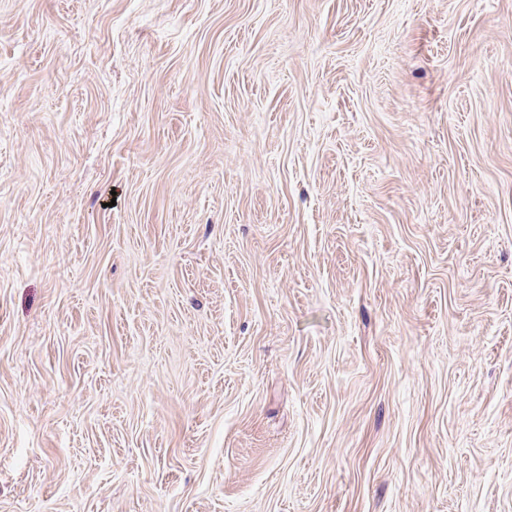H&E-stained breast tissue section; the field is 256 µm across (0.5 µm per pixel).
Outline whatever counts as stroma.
I'll return each mask as SVG.
<instances>
[{
    "label": "stroma",
    "mask_w": 512,
    "mask_h": 512,
    "mask_svg": "<svg viewBox=\"0 0 512 512\" xmlns=\"http://www.w3.org/2000/svg\"><path fill=\"white\" fill-rule=\"evenodd\" d=\"M0 512H512V0H0Z\"/></svg>",
    "instance_id": "35a3bbf8"
}]
</instances>
